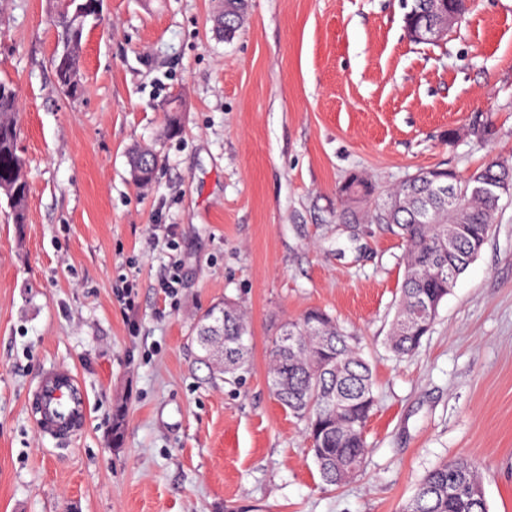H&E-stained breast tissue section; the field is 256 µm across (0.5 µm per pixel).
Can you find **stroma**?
Segmentation results:
<instances>
[{
	"instance_id": "obj_1",
	"label": "stroma",
	"mask_w": 512,
	"mask_h": 512,
	"mask_svg": "<svg viewBox=\"0 0 512 512\" xmlns=\"http://www.w3.org/2000/svg\"><path fill=\"white\" fill-rule=\"evenodd\" d=\"M219 7L103 0L73 99L50 69L47 0L0 5L30 185L24 226L0 200V512H401L459 456L489 512H512V195L408 358L386 346L400 239L337 219L351 177L377 197L423 169L465 178L512 158V0H470L436 45L408 37L403 0H249L230 39ZM477 119L488 141L467 135ZM146 145L160 166L141 187L129 152ZM227 297L251 329L239 384L210 379L191 342ZM310 308L357 335L373 373L368 454L336 488L267 378L272 338ZM49 368L91 395L69 440L28 406Z\"/></svg>"
}]
</instances>
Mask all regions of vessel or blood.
Here are the masks:
<instances>
[{"instance_id":"obj_1","label":"vessel or blood","mask_w":512,"mask_h":512,"mask_svg":"<svg viewBox=\"0 0 512 512\" xmlns=\"http://www.w3.org/2000/svg\"><path fill=\"white\" fill-rule=\"evenodd\" d=\"M32 401L37 406L36 425L42 433L57 439H70L83 431L89 411V394L72 370L45 372Z\"/></svg>"}]
</instances>
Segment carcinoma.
Listing matches in <instances>:
<instances>
[{"label": "carcinoma", "instance_id": "carcinoma-1", "mask_svg": "<svg viewBox=\"0 0 512 512\" xmlns=\"http://www.w3.org/2000/svg\"><path fill=\"white\" fill-rule=\"evenodd\" d=\"M431 0H405L404 23L416 25ZM100 0H49L50 21L60 49L50 59L58 89L71 88L75 97L84 89L81 69L82 37L91 18L99 15ZM247 0H232L215 17L218 31L234 34L243 24ZM181 102L173 98L161 111L170 113L166 134L179 131L175 113ZM17 91L0 79V196L5 197L13 223L26 222L27 160L20 148ZM159 164L149 146L129 156L131 175L142 186L152 182ZM448 182L450 195L435 193L420 179L387 191L369 208L364 205V181L353 179L341 193L344 222L385 224L405 243V272L387 343L398 356H412L430 331L448 282L455 281L478 255L495 223L501 195L475 192L474 183L495 184L512 173V160L491 158L465 179L435 168ZM459 238L448 247V225ZM251 330L246 312L233 299L213 305L198 320L193 341L198 360L224 380L238 381L250 368ZM269 381L280 403L294 418L305 422L313 460L322 481L339 486L361 471L368 453L365 427L375 398L370 364L362 357L336 320L320 309H310L281 326L270 349ZM124 412L117 406L112 417L111 442L120 444ZM402 512H488L474 462L457 457L429 470Z\"/></svg>", "mask_w": 512, "mask_h": 512}]
</instances>
